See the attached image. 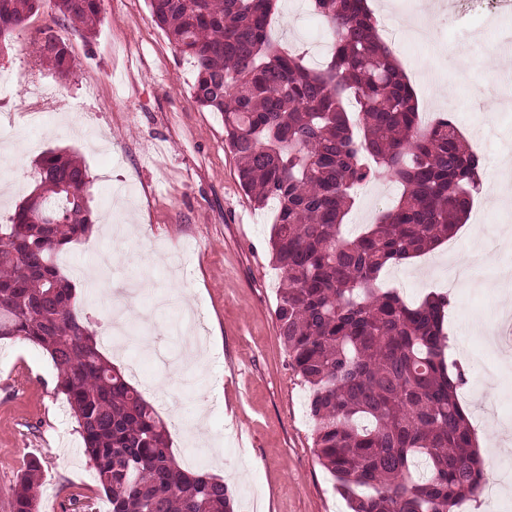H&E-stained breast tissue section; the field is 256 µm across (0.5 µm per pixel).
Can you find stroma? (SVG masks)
<instances>
[{
  "mask_svg": "<svg viewBox=\"0 0 512 512\" xmlns=\"http://www.w3.org/2000/svg\"><path fill=\"white\" fill-rule=\"evenodd\" d=\"M370 7L383 27L401 34L418 0H370ZM490 9L488 0H436L431 40L418 45L401 34L392 52L411 78L422 117L448 113L465 139L485 144L484 174L502 183L504 163L512 160V109L499 105L500 69L489 68L474 44L512 41V25L489 23ZM102 13L89 40L41 9L0 51V70L14 74L13 87L0 92V114L12 121L11 138L0 145V224L34 189L44 153L78 156L90 176L95 224L63 253L61 270L80 292L76 312L95 322L108 314L119 275L87 276L97 253L108 252L121 273L153 269L147 293L188 291L201 313L190 333L201 339L206 358L188 377L153 363L178 337L177 309H135V352L144 369L129 381L158 411L176 460L187 464L191 448L205 454L206 472L224 481L237 512H348L317 459L309 388L279 337L282 275L268 250L273 210L258 208L240 187L222 116L193 101L195 64L155 24L146 0H103ZM273 34L289 48L306 46L309 67L329 58L330 37L314 30L309 0H280ZM31 37L61 39L73 60L70 74L58 76L24 53ZM33 81L45 94L41 113L25 109ZM57 100L67 110L56 111ZM399 193L385 173L365 186L347 234L373 223ZM472 215V229L458 233L452 246L389 268L383 283L410 302L449 293L450 354L467 374L460 394L473 413L497 401L504 420L496 435L499 462L484 467L486 479L499 482L512 480V350L494 356L491 375L477 353L490 334L512 331L500 316L512 312V295L480 277L452 289L439 272L461 260L479 270L511 265L512 201L493 204L477 195ZM433 263L439 272L427 275ZM56 384L46 352L0 342V512H9L7 491L34 459L41 464L38 512H97L108 504Z\"/></svg>",
  "mask_w": 512,
  "mask_h": 512,
  "instance_id": "stroma-1",
  "label": "stroma"
}]
</instances>
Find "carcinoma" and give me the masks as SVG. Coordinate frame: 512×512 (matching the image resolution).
Instances as JSON below:
<instances>
[{
    "label": "carcinoma",
    "mask_w": 512,
    "mask_h": 512,
    "mask_svg": "<svg viewBox=\"0 0 512 512\" xmlns=\"http://www.w3.org/2000/svg\"><path fill=\"white\" fill-rule=\"evenodd\" d=\"M101 2L0 0V39L46 5L91 38ZM310 2L332 33L321 69L273 36L277 0H149V8L195 60L192 98L222 115L240 186L257 206H274L275 316L289 364L310 389L319 463L351 512H453L485 474L458 399L465 371L448 357L450 300L434 292L409 303L381 277L448 240L479 192L481 157L447 115L422 121L366 0ZM40 56L63 76L72 69L54 38ZM38 168L39 183L0 224V340L49 354L111 512H233L223 481L176 462L154 406L73 312V284L54 256L91 230L86 166L49 152ZM383 171L400 196L346 236L357 190ZM67 186L82 191V203ZM38 470L27 466L11 488L10 512H37Z\"/></svg>",
    "instance_id": "obj_1"
}]
</instances>
